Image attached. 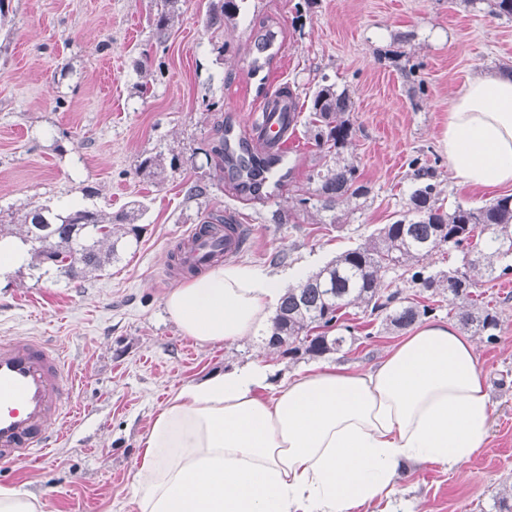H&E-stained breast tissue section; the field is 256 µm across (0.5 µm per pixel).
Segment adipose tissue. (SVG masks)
<instances>
[{"instance_id":"ef3b65f1","label":"adipose tissue","mask_w":512,"mask_h":512,"mask_svg":"<svg viewBox=\"0 0 512 512\" xmlns=\"http://www.w3.org/2000/svg\"><path fill=\"white\" fill-rule=\"evenodd\" d=\"M441 143L462 182L512 184V78L480 76L449 100ZM302 268L216 263L170 290L168 317L202 345L268 333ZM490 404L473 342L416 325L369 369L321 364L277 381L263 362L189 383L141 438L136 512H360L404 470L458 469L486 444Z\"/></svg>"}]
</instances>
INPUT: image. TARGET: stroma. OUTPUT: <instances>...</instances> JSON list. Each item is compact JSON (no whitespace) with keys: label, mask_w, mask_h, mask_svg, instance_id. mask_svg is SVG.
<instances>
[{"label":"stroma","mask_w":512,"mask_h":512,"mask_svg":"<svg viewBox=\"0 0 512 512\" xmlns=\"http://www.w3.org/2000/svg\"><path fill=\"white\" fill-rule=\"evenodd\" d=\"M6 3L0 208L19 215L38 200L59 209L82 201L86 186L108 211L133 200L148 206L139 243L105 271L71 279L21 264L0 273V337L48 340L74 376L65 389L77 416L69 437L37 463H0V488L26 489L44 512H135L140 439L181 386L257 360L280 379L310 367L255 336L199 345L168 319L164 296L186 277L164 267L194 225L232 213L251 227L241 261L314 272L398 218L414 187L412 157L435 168L444 210L512 194V185L462 184L440 142L450 97L469 79L512 67V20L492 14L487 0H241L238 25L217 32L206 26L209 0H187L162 47L151 34L153 0ZM270 31L288 48L271 78L290 84L300 105L324 79L350 95L353 161L370 195L343 226L315 198L309 175L327 159L305 125L297 127L300 165L277 198L247 200L232 171L210 173L216 127L256 110L261 94L248 64ZM142 60L151 72L145 95ZM158 152L175 161L160 184L137 170ZM196 182L207 192L188 198ZM476 292L501 314L495 335L472 338L491 401L487 442L461 469L403 471L394 512H498L497 494L512 486V274L479 279ZM345 323L355 342L325 363L367 368L404 337L357 307Z\"/></svg>","instance_id":"obj_1"}]
</instances>
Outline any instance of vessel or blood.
I'll return each instance as SVG.
<instances>
[{"instance_id":"obj_1","label":"vessel or blood","mask_w":512,"mask_h":512,"mask_svg":"<svg viewBox=\"0 0 512 512\" xmlns=\"http://www.w3.org/2000/svg\"><path fill=\"white\" fill-rule=\"evenodd\" d=\"M268 49L249 64L252 76L266 93L251 123L228 125L224 147L231 160H238L241 147L264 162L266 172L258 180L267 198H275L287 182L288 159L297 151L293 136L296 100L280 96L269 83V62L282 56L283 44L266 40ZM249 236L245 224L204 232L202 225L183 238L176 254L179 269L203 266L214 258H230L244 250ZM73 375L61 352L45 340L32 337L0 338V461L25 466L38 460L64 438L71 413L63 404L64 386Z\"/></svg>"}]
</instances>
